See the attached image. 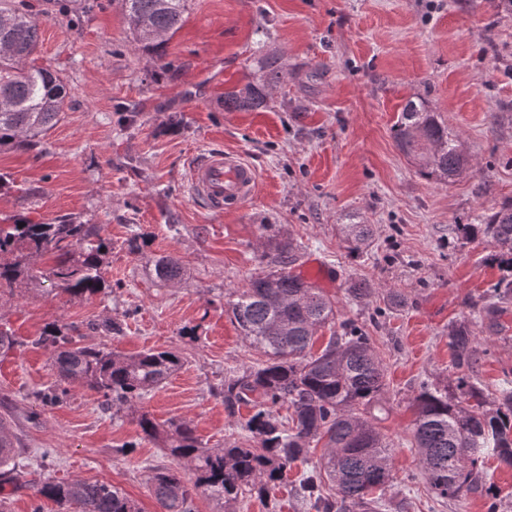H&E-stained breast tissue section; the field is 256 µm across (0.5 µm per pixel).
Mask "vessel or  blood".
<instances>
[{
    "label": "vessel or blood",
    "mask_w": 512,
    "mask_h": 512,
    "mask_svg": "<svg viewBox=\"0 0 512 512\" xmlns=\"http://www.w3.org/2000/svg\"><path fill=\"white\" fill-rule=\"evenodd\" d=\"M190 187L197 200L221 212L249 201L258 186V173L239 155L224 151L202 154L191 167Z\"/></svg>",
    "instance_id": "b4317fda"
}]
</instances>
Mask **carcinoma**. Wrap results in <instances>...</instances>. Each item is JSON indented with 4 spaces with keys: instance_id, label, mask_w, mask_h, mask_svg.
I'll use <instances>...</instances> for the list:
<instances>
[{
    "instance_id": "1",
    "label": "carcinoma",
    "mask_w": 512,
    "mask_h": 512,
    "mask_svg": "<svg viewBox=\"0 0 512 512\" xmlns=\"http://www.w3.org/2000/svg\"><path fill=\"white\" fill-rule=\"evenodd\" d=\"M133 41L142 50H156L181 26L188 0H121ZM0 147L29 151L40 146L58 122L67 96L59 76L37 63L41 20L20 0H0ZM284 75L280 58L262 55L254 61V77L224 90V110L253 112L265 107L268 89ZM397 147L418 172L448 184L470 167L461 138L448 128L427 101L413 97L392 127ZM462 237L482 235L493 248L489 259L504 275L495 288L512 295V199L475 224H457ZM348 252L361 254L372 237L370 224H344ZM94 227L75 217L56 223L0 224V288L12 289L34 280L31 260L49 256L54 264L46 276L71 296H93L102 290L104 242L92 240ZM272 252L266 267L247 280L225 302L226 312L248 346L264 360L242 372L224 376L220 394L232 414L251 406L244 428L256 445L226 444L208 448L190 423L170 420L161 425L136 406L181 369L173 351L144 349L123 355L100 345H82L57 328L36 344L51 351L56 388L36 395L44 405L79 385L104 398V405L136 415L144 437L191 472L155 467L147 485L160 512H193L195 497L204 493L224 501V512L245 496L267 498L294 463L305 465L294 480V496L305 512H383L384 491L393 480L394 444L377 428L385 411L386 369L370 336L341 320L337 301L292 271L299 245L276 235L267 237ZM174 256L154 261L155 278L167 283L181 278ZM331 334L313 351L318 332ZM458 369L473 370L477 345L469 327L448 330ZM457 400L448 388L424 386L413 400L416 418L407 448L414 454L427 491L437 500H453L465 492L483 491L487 512H499L498 501L485 486V460L493 457L512 467V379H503L501 403L484 409L480 393L464 374L455 380ZM287 414L281 415L280 409ZM322 445L311 462L313 447ZM17 438L0 417V486L28 484V472L16 468ZM40 496L64 512L72 504L82 512H142L120 488L105 482L40 481Z\"/></svg>"
}]
</instances>
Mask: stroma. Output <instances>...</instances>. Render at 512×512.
Instances as JSON below:
<instances>
[{
	"mask_svg": "<svg viewBox=\"0 0 512 512\" xmlns=\"http://www.w3.org/2000/svg\"><path fill=\"white\" fill-rule=\"evenodd\" d=\"M41 21L40 64L63 78L67 97L41 149H0V224L77 217L106 244L103 292L72 297L49 279L0 294V330L17 344L0 353V415L20 442L17 463L61 482L105 481L159 512L148 494L152 467L166 465L124 410H102L80 386L45 406L55 384L36 340L48 327L122 353L171 349L185 363L144 399L159 423L192 422L202 443H249L218 389L226 371L261 362L224 310L225 298L260 270L264 225L300 243L296 271L325 267L320 288L362 327L386 359L388 413L380 427L395 446L387 512H487L467 493L402 505L415 463L404 443L422 383L458 372L451 325L466 323L479 349L476 385L488 405L512 373V299L500 302L497 332L475 313L501 276L490 242L457 237L454 225L512 197V13L498 0H189L184 26L160 52L138 49L120 0H25ZM281 56L288 73L259 112H228L224 89L255 58ZM170 62L158 69L157 58ZM425 97L459 134L472 172L442 185L422 177L391 128L406 101ZM213 148L244 158L259 176L240 209L216 213L188 183L194 160ZM373 225L366 252L349 254L340 226ZM137 245H130V237ZM177 256L183 279L156 280L153 261ZM359 283L371 294L348 300ZM395 289L399 304H385ZM121 331L109 335L100 323ZM50 449L42 457V449ZM296 470L265 499L235 512H298Z\"/></svg>",
	"mask_w": 512,
	"mask_h": 512,
	"instance_id": "stroma-1",
	"label": "stroma"
}]
</instances>
